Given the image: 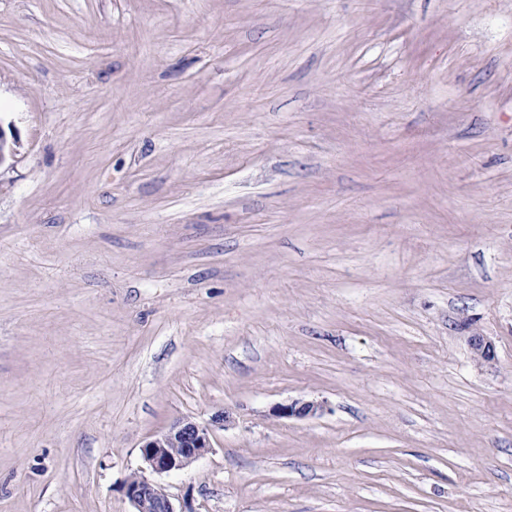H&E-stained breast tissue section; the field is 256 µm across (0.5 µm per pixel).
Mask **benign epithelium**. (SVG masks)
<instances>
[{
	"label": "benign epithelium",
	"instance_id": "1",
	"mask_svg": "<svg viewBox=\"0 0 512 512\" xmlns=\"http://www.w3.org/2000/svg\"><path fill=\"white\" fill-rule=\"evenodd\" d=\"M17 144L16 133L8 136L0 126V166L14 158ZM468 346L479 363L492 365L496 362L495 345L489 338L475 333L468 337ZM323 412L324 405L313 400L294 401L273 409V413L283 418H310ZM229 421L230 415L225 410L216 413L207 424L190 418L174 420L141 446L146 469L156 474L186 469L211 451L213 427L219 425L224 428ZM125 492L134 512H177L165 487L149 479L142 472L132 475L127 480Z\"/></svg>",
	"mask_w": 512,
	"mask_h": 512
}]
</instances>
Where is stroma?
<instances>
[{
  "label": "stroma",
  "mask_w": 512,
  "mask_h": 512,
  "mask_svg": "<svg viewBox=\"0 0 512 512\" xmlns=\"http://www.w3.org/2000/svg\"><path fill=\"white\" fill-rule=\"evenodd\" d=\"M0 123V512H512V0H0ZM468 346L479 363L493 365L496 362V350L494 343L486 336L472 334L468 336ZM324 412V405L318 401H294L286 405H278L273 409L278 417L310 418L321 415ZM230 421L227 411L216 413L211 423L190 418L174 420L167 428L148 439L141 447L146 470L164 474L186 469L212 449L213 427L225 428ZM125 492L134 508L132 512H180L165 487L149 479L142 470L127 480Z\"/></svg>",
  "instance_id": "obj_1"
}]
</instances>
